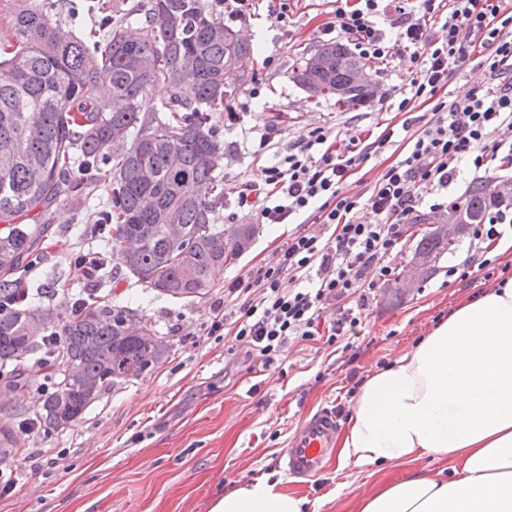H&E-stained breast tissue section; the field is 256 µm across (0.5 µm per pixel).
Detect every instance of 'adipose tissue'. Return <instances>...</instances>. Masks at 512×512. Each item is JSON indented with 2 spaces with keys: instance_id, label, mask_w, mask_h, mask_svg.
<instances>
[{
  "instance_id": "adipose-tissue-1",
  "label": "adipose tissue",
  "mask_w": 512,
  "mask_h": 512,
  "mask_svg": "<svg viewBox=\"0 0 512 512\" xmlns=\"http://www.w3.org/2000/svg\"><path fill=\"white\" fill-rule=\"evenodd\" d=\"M421 470L364 495L359 512H512V278L464 302L361 385L339 440V469ZM306 497L262 477L210 512H307Z\"/></svg>"
}]
</instances>
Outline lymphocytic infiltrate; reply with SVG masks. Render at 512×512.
Returning <instances> with one entry per match:
<instances>
[{
    "instance_id": "obj_1",
    "label": "lymphocytic infiltrate",
    "mask_w": 512,
    "mask_h": 512,
    "mask_svg": "<svg viewBox=\"0 0 512 512\" xmlns=\"http://www.w3.org/2000/svg\"><path fill=\"white\" fill-rule=\"evenodd\" d=\"M387 12L399 29L393 40L377 22ZM422 13L413 17L405 0H338L327 29L361 57L385 62L407 50L420 61L397 104L405 114L402 128L410 133L407 148L367 192L346 194L341 185L370 155L391 145L395 130L385 127L366 144L350 137L340 153L335 135L315 127L289 146L280 164L267 168L263 184H242L238 208L258 212L263 223L287 224L309 212L332 232L295 234L272 260L227 284L207 329L229 336L228 354L242 350L272 362L289 339L318 336L322 313L335 302L342 312L328 328L329 340L355 333L360 317L351 301H366L367 290L393 274L391 261L417 217L423 189L447 188L463 162L477 171L499 158L512 162L511 82L476 88L448 103L436 98L472 47L486 51L491 76L512 68V8L493 0H422ZM430 18L439 19L437 30L428 29ZM429 100L432 114L412 118L416 102ZM360 211L365 220H355ZM287 280L292 288H284Z\"/></svg>"
}]
</instances>
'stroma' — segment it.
<instances>
[{"instance_id":"35a3bbf8","label":"stroma","mask_w":512,"mask_h":512,"mask_svg":"<svg viewBox=\"0 0 512 512\" xmlns=\"http://www.w3.org/2000/svg\"><path fill=\"white\" fill-rule=\"evenodd\" d=\"M280 22L245 0H224L225 24L240 30L253 48L254 79L228 100L236 113L224 125V154L218 171L224 192L240 182L260 183L265 169L280 161L289 144L307 129L324 127L337 135V149L350 136L374 138L394 123L398 92L409 86L416 65L408 54L372 63L378 92L371 104L343 106L335 99H311L291 79L293 69L320 45L329 43L328 0H285ZM102 184H92L86 200L55 209L40 257L26 280L34 304L62 309L69 294L88 281L69 255L99 250L93 233ZM222 224H258L254 214L217 201ZM259 231L238 260L225 266L215 286L194 299L155 295L141 284L102 271L100 295L140 306L160 335L168 337V357L150 374L116 384L70 427L50 434L28 432L19 408L36 409L41 389H32L18 408L0 410V429L11 430L16 445L0 459L15 488L0 498V512H209L214 500L259 477L279 481L286 492L305 496L310 512H356L358 500L415 470L435 471L442 461L426 458L394 465L373 476L341 479L335 456L308 483L292 482L281 456L302 425L322 410L336 416L344 431L353 400L364 379L390 364L426 336L458 302L512 277V252L475 249L462 233L453 252L419 288L404 294L381 284L362 311L357 337L289 341L270 365L245 354L228 355L223 339L206 333L212 307L224 298V285L245 270L273 259L296 232L320 231L316 224H258ZM489 258L486 273L449 282L448 269Z\"/></svg>"}]
</instances>
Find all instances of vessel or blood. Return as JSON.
<instances>
[{
    "mask_svg": "<svg viewBox=\"0 0 512 512\" xmlns=\"http://www.w3.org/2000/svg\"><path fill=\"white\" fill-rule=\"evenodd\" d=\"M336 430V417L324 411L313 417L293 438L282 459L286 474L312 478L322 469L324 456Z\"/></svg>",
    "mask_w": 512,
    "mask_h": 512,
    "instance_id": "1",
    "label": "vessel or blood"
}]
</instances>
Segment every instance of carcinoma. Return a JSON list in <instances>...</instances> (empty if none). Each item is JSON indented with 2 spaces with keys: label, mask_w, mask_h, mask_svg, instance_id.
Instances as JSON below:
<instances>
[{
  "label": "carcinoma",
  "mask_w": 512,
  "mask_h": 512,
  "mask_svg": "<svg viewBox=\"0 0 512 512\" xmlns=\"http://www.w3.org/2000/svg\"><path fill=\"white\" fill-rule=\"evenodd\" d=\"M13 42L0 55V302L22 280L48 231L16 217L80 200L92 182L105 185L99 224L111 241L118 272L159 295L197 298L251 244L253 224L218 226L214 202L222 176L209 156L224 149L217 115L235 91L224 88L232 58H253L245 41H227L231 27L208 0H142L104 10L100 0H16ZM293 71L304 88L326 83L345 105L373 91L356 83L366 62L342 43H327ZM163 83L169 100L157 106L150 88ZM111 90L98 105L99 86ZM194 98L180 95L184 86ZM130 142L120 155L112 147ZM504 197L485 182L469 189L463 223L477 224ZM176 224L182 237L173 241ZM453 251L431 230L416 252ZM61 336L35 412L43 427L65 429L115 384L151 373L170 352L134 309L89 296L66 311L30 303L0 312V406L31 390L23 363L45 358L44 335Z\"/></svg>",
  "instance_id": "obj_1"
}]
</instances>
